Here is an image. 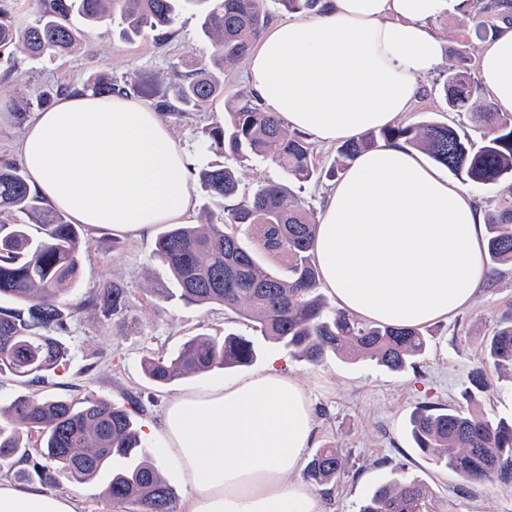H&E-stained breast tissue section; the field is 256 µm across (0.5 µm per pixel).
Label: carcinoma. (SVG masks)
I'll list each match as a JSON object with an SVG mask.
<instances>
[{"instance_id": "carcinoma-1", "label": "carcinoma", "mask_w": 512, "mask_h": 512, "mask_svg": "<svg viewBox=\"0 0 512 512\" xmlns=\"http://www.w3.org/2000/svg\"><path fill=\"white\" fill-rule=\"evenodd\" d=\"M290 13H320L323 0H274ZM17 0H0V52L22 49L30 58L70 52L77 41L74 19L89 26L116 22L127 37L144 29L164 42L178 16L200 7L201 31L211 44V65L198 68L189 57L171 63L184 71L169 87L160 107L204 111L224 95L218 72L246 57L266 28L267 0H37L35 18L15 26ZM458 10L477 21L483 39L512 26V0H461ZM469 52H454L442 81L448 111L480 122V143L464 129L435 120L393 125L349 140L337 149L333 166L319 170L306 136L285 127L252 96H238L224 107V121L203 130L198 181L213 198L227 202L221 215L200 224H169L155 240L151 259L168 270L175 288L168 298L206 307L219 304L249 322L266 340L312 365L328 356L367 358L393 371L416 368L431 333L365 323L330 306L320 291L312 252L314 214L304 209L285 183L261 182L239 200L238 163L254 157L307 182L341 172L357 154L382 143L402 141L464 182L477 186L507 183L486 201L487 255L493 267L512 266V114L493 110L470 65ZM86 241L80 225L68 222L33 190L23 165L0 163V378L33 390L0 408V469L25 464L16 475L34 472L52 484L63 478L82 484L109 463L105 494L121 512H178V499L147 452L136 423L138 400L122 404L91 396L81 402L37 389L48 376L66 370L69 333L77 308L64 301L75 288ZM88 305L102 316L123 318L130 307L128 288L114 280L97 289ZM481 359L462 392L468 408L423 405L410 418V435L425 455L466 482L496 479L512 484V417H491L479 399L492 385L490 370L512 372V318L499 322L481 341ZM254 341L235 332L217 337L200 332L168 356L143 360L144 375L158 386L213 369L252 364ZM36 448L25 450L24 439ZM347 458L342 449H317L307 477L318 487L336 483ZM359 512H436L431 489L416 477L398 474L373 488Z\"/></svg>"}]
</instances>
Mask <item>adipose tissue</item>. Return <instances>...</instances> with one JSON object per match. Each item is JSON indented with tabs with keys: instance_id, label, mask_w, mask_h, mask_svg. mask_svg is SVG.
Instances as JSON below:
<instances>
[{
	"instance_id": "1",
	"label": "adipose tissue",
	"mask_w": 512,
	"mask_h": 512,
	"mask_svg": "<svg viewBox=\"0 0 512 512\" xmlns=\"http://www.w3.org/2000/svg\"><path fill=\"white\" fill-rule=\"evenodd\" d=\"M451 0H328L325 12L272 26L248 80L265 109L321 143L395 124L440 62L431 22ZM481 81L512 114V28L484 47ZM30 184L70 223L142 236L195 213L191 154L144 102L78 92L28 116L16 144ZM322 288L368 321L417 327L468 307L487 270L472 192L401 142L357 155L316 228ZM313 429L307 393L278 359L249 376L173 397L148 429L177 468L180 512H321L291 481ZM0 512H76L73 497L0 481Z\"/></svg>"
}]
</instances>
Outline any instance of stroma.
<instances>
[{
  "label": "stroma",
  "instance_id": "obj_1",
  "mask_svg": "<svg viewBox=\"0 0 512 512\" xmlns=\"http://www.w3.org/2000/svg\"><path fill=\"white\" fill-rule=\"evenodd\" d=\"M432 27L445 50L464 44L472 58H479L484 41L460 13L438 16ZM185 55L205 63L210 60V43L200 31L195 9L180 14L170 38L163 42L148 29L129 41L119 27L106 23L82 30L75 47L64 55L0 57V101L8 104L13 115L11 124L0 125V161L14 157L12 146L21 132L22 116L52 105L71 91L93 90L98 78L157 107L175 79L171 62ZM447 67V62H440L436 72L421 80L420 98L406 123L423 119L457 122V115L447 111L438 85ZM217 117L213 106L203 112L160 114L172 135L192 147L197 146L203 128ZM83 233L89 246L67 302L89 300L97 288L119 279L130 292L131 308L122 322L103 319L89 309L78 313L71 333L63 338L70 355L68 367L51 376L52 391L76 401L96 395L120 402L131 394L142 405L139 425L161 427L169 399L202 389L223 373L214 370L160 388L144 377L143 359L174 352L203 328L214 335L230 329L246 335L249 325L225 319L219 305L203 308L166 299L163 291L172 282L165 269L150 259L153 236H116L110 229L88 226ZM506 316H512L510 269L487 274L467 310L431 324L430 346L417 369L398 373L367 359L333 356L312 366L283 356L282 369L314 404L311 449L333 443L348 458L344 474L321 495L323 512H359L363 495L400 470L426 481L445 512H512V487L497 481L463 482L423 454L409 433L410 417L424 403L454 406L460 402V393L480 357V341ZM111 478L107 471L80 485L64 481L56 491L73 496L78 512H116L105 495Z\"/></svg>",
  "mask_w": 512,
  "mask_h": 512
}]
</instances>
